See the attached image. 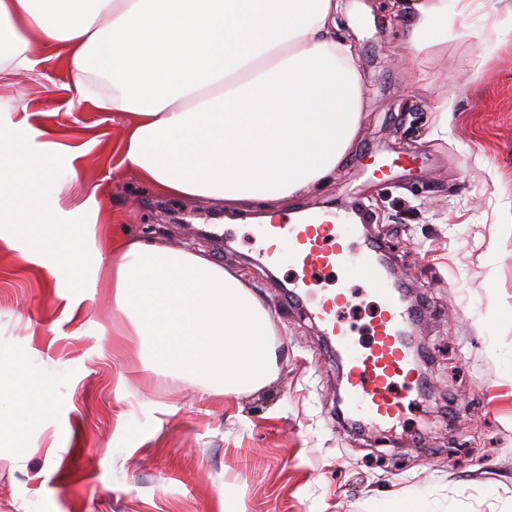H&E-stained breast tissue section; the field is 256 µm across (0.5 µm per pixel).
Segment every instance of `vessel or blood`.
<instances>
[{
    "instance_id": "1",
    "label": "vessel or blood",
    "mask_w": 512,
    "mask_h": 512,
    "mask_svg": "<svg viewBox=\"0 0 512 512\" xmlns=\"http://www.w3.org/2000/svg\"><path fill=\"white\" fill-rule=\"evenodd\" d=\"M356 225L342 217L307 218L298 224L278 217L262 227V254L274 263H288L293 270L288 298L313 301L314 315L331 352L339 355L348 368L344 387L347 415H366L372 422L388 426L401 420L421 390L407 369V358L400 336L413 311L391 289L381 287V248L371 239H356ZM332 270L336 291L314 298L317 272ZM370 284L368 299L380 300L381 309L369 326L370 343L361 345L356 329L340 317L353 295L347 282Z\"/></svg>"
}]
</instances>
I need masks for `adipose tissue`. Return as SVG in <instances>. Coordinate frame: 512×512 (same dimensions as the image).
<instances>
[{"label":"adipose tissue","instance_id":"1","mask_svg":"<svg viewBox=\"0 0 512 512\" xmlns=\"http://www.w3.org/2000/svg\"><path fill=\"white\" fill-rule=\"evenodd\" d=\"M337 0H0L6 67L27 76L32 39L66 50L73 100L126 113L115 173L129 172L157 192L229 209H280L341 163L362 114L352 46L339 37ZM411 47L448 20V0H415ZM46 130L0 120V223L22 227L19 251L32 266L70 272L89 257L101 269L74 277L80 298L98 288L150 348L149 371L200 392L238 397L277 374L270 316L236 271L208 256L120 233L96 184L82 222L49 203L43 185L54 149ZM22 390L8 433L41 420L45 393L23 366L0 368V393Z\"/></svg>","mask_w":512,"mask_h":512}]
</instances>
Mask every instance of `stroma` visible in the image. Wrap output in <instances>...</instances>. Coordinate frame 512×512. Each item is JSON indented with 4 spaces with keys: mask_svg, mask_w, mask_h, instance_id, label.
Returning a JSON list of instances; mask_svg holds the SVG:
<instances>
[{
    "mask_svg": "<svg viewBox=\"0 0 512 512\" xmlns=\"http://www.w3.org/2000/svg\"><path fill=\"white\" fill-rule=\"evenodd\" d=\"M410 0H342L341 34L362 78L359 134L323 185L282 211L346 212L419 296L427 388L391 431L336 416L341 373L319 323L258 256V209L228 212L113 179L127 119L72 104L64 56L32 42V76L0 70V112L52 132L44 193L80 213L87 188L134 237L201 250L241 273L268 310L278 373L237 398L147 378L112 291L84 300L0 242V365L22 362L48 410L25 452L0 442V512H512V0L448 5L425 60ZM448 105L447 129L435 109Z\"/></svg>",
    "mask_w": 512,
    "mask_h": 512,
    "instance_id": "obj_1",
    "label": "stroma"
}]
</instances>
